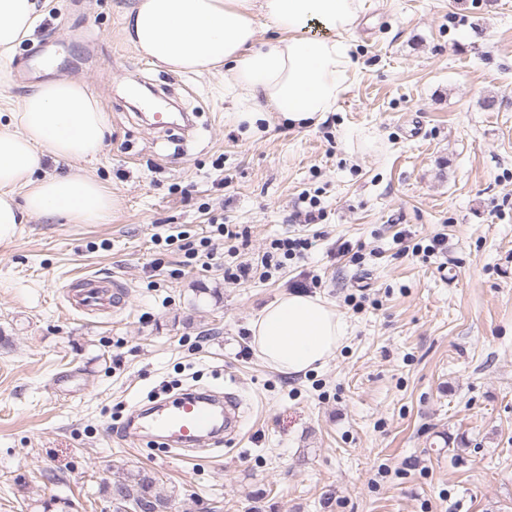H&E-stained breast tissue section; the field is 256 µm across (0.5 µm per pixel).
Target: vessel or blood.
<instances>
[{
	"mask_svg": "<svg viewBox=\"0 0 512 512\" xmlns=\"http://www.w3.org/2000/svg\"><path fill=\"white\" fill-rule=\"evenodd\" d=\"M124 283L117 278L83 276L77 279L71 305L84 312H96L108 307H119L124 298ZM235 401L220 403L215 395L192 393L168 403H155L140 413L135 428L127 438H160L168 446L187 450L202 440L217 438L222 432L226 412L236 410Z\"/></svg>",
	"mask_w": 512,
	"mask_h": 512,
	"instance_id": "obj_1",
	"label": "vessel or blood"
}]
</instances>
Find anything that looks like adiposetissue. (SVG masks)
<instances>
[{
  "label": "adipose tissue",
  "mask_w": 512,
  "mask_h": 512,
  "mask_svg": "<svg viewBox=\"0 0 512 512\" xmlns=\"http://www.w3.org/2000/svg\"><path fill=\"white\" fill-rule=\"evenodd\" d=\"M365 0H136L124 30L135 50L174 73L224 67V115L253 138L275 126H317L357 76L351 52ZM44 0H0V57L32 36ZM275 36L262 40L259 19ZM109 132L100 100L84 82L57 78L22 96L0 123V240L40 217L67 224L111 223L110 190L78 169ZM67 172L50 173L48 162ZM258 357L298 376L322 367L342 347L348 326L325 299L288 293L264 307L252 327Z\"/></svg>",
  "instance_id": "obj_1"
}]
</instances>
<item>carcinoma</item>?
Listing matches in <instances>:
<instances>
[{
	"label": "carcinoma",
	"mask_w": 512,
	"mask_h": 512,
	"mask_svg": "<svg viewBox=\"0 0 512 512\" xmlns=\"http://www.w3.org/2000/svg\"><path fill=\"white\" fill-rule=\"evenodd\" d=\"M112 512H172L173 495L161 489L158 480L145 470H131L103 486Z\"/></svg>",
	"instance_id": "1"
}]
</instances>
